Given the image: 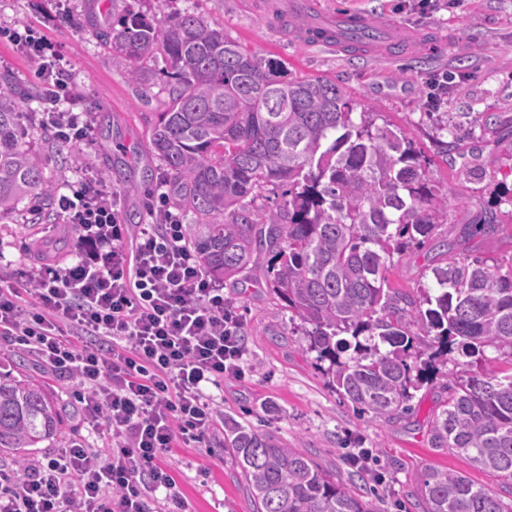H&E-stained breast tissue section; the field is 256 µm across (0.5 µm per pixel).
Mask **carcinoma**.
I'll list each match as a JSON object with an SVG mask.
<instances>
[{
  "label": "carcinoma",
  "instance_id": "cac0c4a2",
  "mask_svg": "<svg viewBox=\"0 0 512 512\" xmlns=\"http://www.w3.org/2000/svg\"><path fill=\"white\" fill-rule=\"evenodd\" d=\"M86 26L132 62L142 87L158 57L167 65L166 110L149 123L153 156L166 168L171 205L191 218L187 243L204 271L229 280L270 255L264 279L285 308L310 326L307 349L330 362L332 384L354 408L390 419L453 351L478 363L500 352L501 371L453 378L448 405L430 425L434 448H454L472 466L512 486V266L453 254L431 268L432 285L412 296L385 277L394 255L430 239L448 219V197L402 131L359 120L345 90L324 78H293L284 62L260 58L190 12L159 21L128 12L113 24L92 11ZM31 91L0 85V217L36 199L49 213L55 189L41 153L25 142ZM458 145L457 126L436 120ZM270 190L273 208L256 207ZM418 326L431 350L414 351ZM347 354L341 358V354ZM66 408L39 379L0 372V448H63ZM256 512H371L336 477L294 448L239 422L225 429ZM426 512H512L487 487L430 469Z\"/></svg>",
  "mask_w": 512,
  "mask_h": 512
}]
</instances>
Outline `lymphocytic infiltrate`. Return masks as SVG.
Masks as SVG:
<instances>
[{"label": "lymphocytic infiltrate", "mask_w": 512, "mask_h": 512, "mask_svg": "<svg viewBox=\"0 0 512 512\" xmlns=\"http://www.w3.org/2000/svg\"><path fill=\"white\" fill-rule=\"evenodd\" d=\"M37 65L41 124L54 141L88 140L90 116L52 42L31 26L3 29ZM120 198L82 174L56 193L79 232L72 260L42 257L0 286V337L32 348L51 371L79 379L85 422L108 447L76 443L44 463L0 464V512H186L166 464L175 439L206 443L220 418L213 388L242 374L240 324L200 267L166 193L153 192L134 250Z\"/></svg>", "instance_id": "1"}]
</instances>
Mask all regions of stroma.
Instances as JSON below:
<instances>
[{"instance_id": "35a3bbf8", "label": "stroma", "mask_w": 512, "mask_h": 512, "mask_svg": "<svg viewBox=\"0 0 512 512\" xmlns=\"http://www.w3.org/2000/svg\"><path fill=\"white\" fill-rule=\"evenodd\" d=\"M267 0H98L100 14L130 9L160 20L189 11L223 27L226 36L263 57L285 61L292 76L326 78L345 89L354 112L376 111L377 125L402 130L420 152L425 168L448 197V221L424 245L393 259L386 277L390 287L410 294L429 283L430 269L446 257V243L462 255L484 258L488 265L512 263V0H440L430 11L417 0H316L312 12L319 24L336 14L365 13L381 42L364 46L361 56L342 47L314 46L270 22ZM85 0H0V26L31 23L41 29L64 56L79 93L81 107L101 117L92 126L90 145L80 146L73 160L66 146L47 148L45 130L31 129L29 146L44 153V173L56 190L91 169L120 194V221L135 242L138 227L149 220L141 167L131 159L150 154L149 123L165 111L163 80L135 90L128 61L111 55L79 25L61 23V12L81 15ZM447 75L448 91L440 111L452 125L468 126L472 117L494 116L495 128L461 141L451 156L439 153L435 125L428 113L431 78ZM504 167H487L489 158ZM496 209L500 228L491 236L474 232L486 210ZM58 214L34 220L26 207L0 218V272L10 274L37 263L34 240L57 234ZM265 263L224 283L244 339V376L225 379L215 392L224 402V417L298 449L336 472L348 488L366 501L371 512H423L420 479L429 469L459 472L475 485L512 496L491 474L475 469L455 450L430 443V422L448 401V377L500 371L503 359L486 349L485 359L463 365L462 355L448 357L444 374L416 392L407 412L384 421L357 414L331 384L327 363L306 349L305 326L266 287ZM23 368L42 379L71 410L65 439L102 447L78 409L80 386L67 375L47 371L32 351L0 338V371ZM357 448L376 452L374 467L383 483L366 489L348 458ZM168 463L191 512H252L246 482L233 455L224 449V431L216 429L206 447L176 441Z\"/></svg>"}]
</instances>
